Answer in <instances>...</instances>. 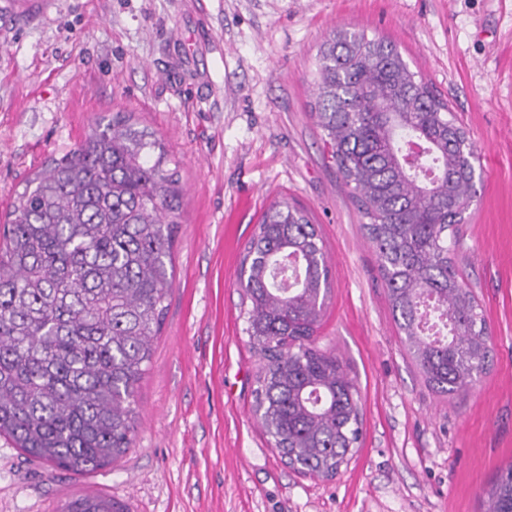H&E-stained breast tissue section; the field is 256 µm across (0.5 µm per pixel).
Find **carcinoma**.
Wrapping results in <instances>:
<instances>
[{
	"instance_id": "1",
	"label": "carcinoma",
	"mask_w": 512,
	"mask_h": 512,
	"mask_svg": "<svg viewBox=\"0 0 512 512\" xmlns=\"http://www.w3.org/2000/svg\"><path fill=\"white\" fill-rule=\"evenodd\" d=\"M314 117L369 222L394 320L436 392L486 370L491 336L459 280L448 230L476 197V149L448 105L383 38L339 29L319 53ZM124 112L15 193L0 225V435L76 475L124 457L173 284L178 168ZM246 333L263 360L256 412L287 463L332 478L362 435L359 390L314 346L330 288L307 212L273 205L245 247ZM63 512H127L99 497ZM482 512H512V465Z\"/></svg>"
}]
</instances>
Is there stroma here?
I'll use <instances>...</instances> for the list:
<instances>
[{
  "label": "stroma",
  "instance_id": "obj_1",
  "mask_svg": "<svg viewBox=\"0 0 512 512\" xmlns=\"http://www.w3.org/2000/svg\"><path fill=\"white\" fill-rule=\"evenodd\" d=\"M338 28L396 45L477 150L448 246L492 343L464 396L436 393L408 353L316 125L319 50ZM116 112L163 140L183 186L133 448L74 475L0 437V512L88 495L126 512H481L512 464V0H54L0 39V222L27 178ZM282 202L318 226L330 293L315 343L361 394V440L328 479L289 467L254 413L261 362L237 274Z\"/></svg>",
  "mask_w": 512,
  "mask_h": 512
}]
</instances>
